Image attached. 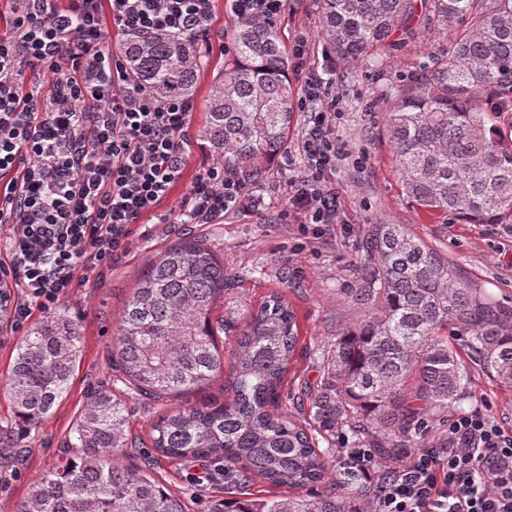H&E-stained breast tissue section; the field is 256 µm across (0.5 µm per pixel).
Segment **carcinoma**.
I'll return each instance as SVG.
<instances>
[{
    "label": "carcinoma",
    "instance_id": "cac0c4a2",
    "mask_svg": "<svg viewBox=\"0 0 512 512\" xmlns=\"http://www.w3.org/2000/svg\"><path fill=\"white\" fill-rule=\"evenodd\" d=\"M424 9L418 14L417 8ZM326 48L340 65L376 63L417 24L448 29V47L417 77L394 87L386 135L406 197L430 216L494 224L512 235V0H318ZM196 37L128 39L133 79L159 98L190 96L205 57ZM289 57L272 23L241 21L231 57L212 82L201 137L224 168L251 181L274 162L296 112ZM354 302L371 310L317 348L323 375L306 391L308 417L278 411L298 326L273 292L235 337L233 397H206L154 423V450L168 460L222 464L224 483L249 476L302 489L324 482L335 438L385 460L414 453L434 417L470 399L462 348L512 383V307L503 306L404 224H370ZM235 276L206 240L180 239L138 280L112 345L127 388L154 402L204 392L224 373L214 304ZM79 323L57 313L31 327L9 377L16 415L43 420L67 393L81 348ZM126 403L99 393L71 430L65 458L44 471L17 512H186L151 475L125 464L136 444ZM326 448H318L319 443ZM352 474L314 495L226 498L211 512H351Z\"/></svg>",
    "mask_w": 512,
    "mask_h": 512
}]
</instances>
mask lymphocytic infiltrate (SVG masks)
<instances>
[{"label": "lymphocytic infiltrate", "instance_id": "1", "mask_svg": "<svg viewBox=\"0 0 512 512\" xmlns=\"http://www.w3.org/2000/svg\"><path fill=\"white\" fill-rule=\"evenodd\" d=\"M0 32V323L21 329L74 288L127 254L134 224L157 209L183 175L194 101L156 98L136 84L107 44L124 36L207 33L213 0H13ZM51 86L40 96L41 81ZM330 80L309 76L306 165L286 217L331 226L340 219L336 121ZM248 183L214 160L196 175L183 224H220L248 208ZM343 468L376 479L372 512H512V425L475 410L448 423V445L422 448L377 474L367 448H349Z\"/></svg>", "mask_w": 512, "mask_h": 512}]
</instances>
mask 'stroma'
I'll return each instance as SVG.
<instances>
[{"label": "stroma", "mask_w": 512, "mask_h": 512, "mask_svg": "<svg viewBox=\"0 0 512 512\" xmlns=\"http://www.w3.org/2000/svg\"><path fill=\"white\" fill-rule=\"evenodd\" d=\"M237 20L226 0H215L209 41L200 48L207 59L193 95L195 110L190 130V157L183 177L161 203L136 226L133 244L102 279L74 289L57 306L80 321L82 351L71 386L53 412L34 425L19 423L8 391V378L22 338L0 330V512H15L30 485L51 467L67 446L73 425L97 393L117 395L130 410L132 434L150 443L159 414L176 406H190L196 393L160 405L142 400L128 389L112 367V340L123 304L137 279L177 238L199 235L214 245L224 270L237 276L239 286L224 298L225 312L247 315L267 295L282 291L298 323V342L284 389L289 397L282 409L296 416L302 388L319 384L321 371L315 356L318 345L336 337L339 329L359 318L349 294L355 285L364 233L371 224H405L428 243L461 265L471 279L505 306H512V238L488 224H466L417 209L403 194L391 149L383 135L392 86L410 79L430 65L431 51L446 47L444 29H419L392 57L372 66L328 68L315 0H288L276 25L286 47L304 37L307 68L326 71L341 96L336 138L343 156L336 168V189L343 213L340 224L322 230L312 224L283 223L279 213L288 205L291 184L304 166L301 125H294L283 157L260 177L258 203L246 211L225 216L220 224H160L157 214H179L181 202L198 171L212 159L200 131L207 120V100L215 76L228 57ZM471 398L468 410H480L512 421V384L498 380L482 364L470 366ZM215 463L203 460H161L154 476L189 506V512H210L225 496ZM208 476L199 486V476Z\"/></svg>", "instance_id": "1"}]
</instances>
